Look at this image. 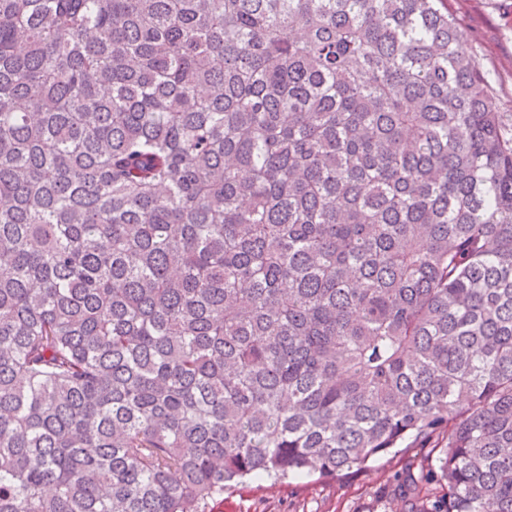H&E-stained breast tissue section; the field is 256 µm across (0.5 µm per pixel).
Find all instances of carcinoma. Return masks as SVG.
Wrapping results in <instances>:
<instances>
[{"instance_id":"cac0c4a2","label":"carcinoma","mask_w":512,"mask_h":512,"mask_svg":"<svg viewBox=\"0 0 512 512\" xmlns=\"http://www.w3.org/2000/svg\"><path fill=\"white\" fill-rule=\"evenodd\" d=\"M418 444L512 512V114L448 0H0V512Z\"/></svg>"}]
</instances>
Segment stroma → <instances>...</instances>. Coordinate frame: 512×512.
Returning <instances> with one entry per match:
<instances>
[{
	"label": "stroma",
	"mask_w": 512,
	"mask_h": 512,
	"mask_svg": "<svg viewBox=\"0 0 512 512\" xmlns=\"http://www.w3.org/2000/svg\"><path fill=\"white\" fill-rule=\"evenodd\" d=\"M448 8L471 39L500 111L512 113V0H448ZM411 469L428 473L427 492L438 490L437 460L419 455L410 463L389 454L337 481H249L226 489L223 501L209 503L206 512H396L395 495Z\"/></svg>",
	"instance_id": "1"
}]
</instances>
